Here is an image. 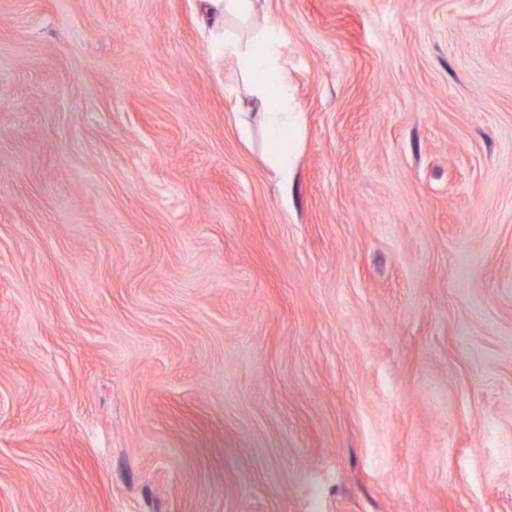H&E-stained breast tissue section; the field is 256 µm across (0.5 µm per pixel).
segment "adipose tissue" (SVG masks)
Listing matches in <instances>:
<instances>
[{"mask_svg":"<svg viewBox=\"0 0 512 512\" xmlns=\"http://www.w3.org/2000/svg\"><path fill=\"white\" fill-rule=\"evenodd\" d=\"M224 23L219 50L258 113L274 169L287 175L301 128V112L282 63L281 34L262 0H211Z\"/></svg>","mask_w":512,"mask_h":512,"instance_id":"obj_1","label":"adipose tissue"}]
</instances>
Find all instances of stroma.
<instances>
[{
    "label": "stroma",
    "instance_id": "stroma-1",
    "mask_svg": "<svg viewBox=\"0 0 512 512\" xmlns=\"http://www.w3.org/2000/svg\"><path fill=\"white\" fill-rule=\"evenodd\" d=\"M0 0V512H512V0ZM224 23V66L231 65L246 91L247 109L259 114L267 152L277 173L288 177L301 128V112L282 63L281 34L261 0H208Z\"/></svg>",
    "mask_w": 512,
    "mask_h": 512
}]
</instances>
